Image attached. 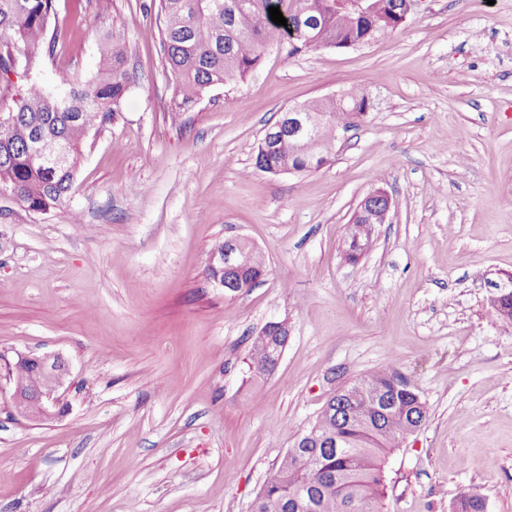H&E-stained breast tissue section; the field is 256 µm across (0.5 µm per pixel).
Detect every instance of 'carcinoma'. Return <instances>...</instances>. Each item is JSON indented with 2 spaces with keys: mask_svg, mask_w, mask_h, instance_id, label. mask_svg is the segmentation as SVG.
<instances>
[{
  "mask_svg": "<svg viewBox=\"0 0 512 512\" xmlns=\"http://www.w3.org/2000/svg\"><path fill=\"white\" fill-rule=\"evenodd\" d=\"M159 0L164 67L175 84L174 104L187 109L202 92L253 72L270 44H289L288 55L311 47L347 48L372 26L378 35L401 25L402 0H373V15L365 18L343 7L342 0ZM280 8L287 25L272 22L269 7ZM55 0H0V83L12 86L7 74L25 53L28 71L37 60L34 50L52 57L62 48L60 34L47 36ZM311 23L310 41H292L291 26ZM97 71L85 80L62 79L48 86L35 78L0 122V184L13 190L31 210L51 204L64 206L88 133L105 123L127 92L131 75L124 44L106 32L99 37ZM336 99L299 106L319 118L313 132L297 141L283 119L267 133L273 150L257 152L255 169L267 173L289 165L297 172L321 167L320 153L333 145L336 130L357 126L371 109L363 89L352 86ZM69 148L67 161L49 168L28 149L33 132ZM222 248H236L249 270L265 269L262 256L243 240L229 239ZM288 337L264 327L251 337L249 371L254 376L274 371ZM330 415L317 416L299 433L291 448L267 473L252 512H382L386 468L393 452L429 419L426 402L409 380L386 365L337 389L328 401ZM458 512H486L483 498L466 492Z\"/></svg>",
  "mask_w": 512,
  "mask_h": 512,
  "instance_id": "carcinoma-1",
  "label": "carcinoma"
}]
</instances>
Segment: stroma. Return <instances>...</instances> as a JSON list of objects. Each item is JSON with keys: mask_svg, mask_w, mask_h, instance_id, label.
Here are the masks:
<instances>
[{"mask_svg": "<svg viewBox=\"0 0 512 512\" xmlns=\"http://www.w3.org/2000/svg\"><path fill=\"white\" fill-rule=\"evenodd\" d=\"M158 0H56L69 38L37 77L83 80L97 34L129 90L82 146L65 207L0 195V512H251L268 471L343 384L394 364L429 420L388 463L384 512H512V329L487 281L512 273V0H414L390 34L288 55L172 104ZM360 85L373 107L319 170L254 157L290 107ZM393 199L370 251L347 226ZM241 237L267 273L225 291L209 255ZM287 321L250 382L249 339ZM59 356V415L13 407L9 363Z\"/></svg>", "mask_w": 512, "mask_h": 512, "instance_id": "stroma-1", "label": "stroma"}]
</instances>
